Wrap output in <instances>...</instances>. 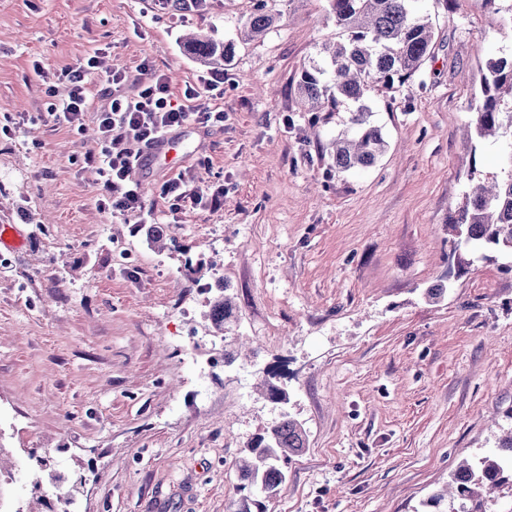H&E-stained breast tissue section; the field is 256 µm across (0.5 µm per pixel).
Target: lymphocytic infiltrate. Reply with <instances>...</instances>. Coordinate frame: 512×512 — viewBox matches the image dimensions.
I'll use <instances>...</instances> for the list:
<instances>
[{
    "mask_svg": "<svg viewBox=\"0 0 512 512\" xmlns=\"http://www.w3.org/2000/svg\"><path fill=\"white\" fill-rule=\"evenodd\" d=\"M97 67L98 60L92 56L78 67L63 70L62 75L71 84L72 92L68 99L51 106L50 114L55 120L72 127L81 126L92 104L88 77ZM172 97L166 75L153 69L137 97L128 98L115 92L100 109L96 136L101 150L87 152L84 162L100 176L97 203L102 210L127 217L145 215L141 187L130 179L131 170L140 164L141 158L129 149V142L148 148L162 136L188 124L204 128L223 126V111L208 106H177ZM190 184L188 173L179 172L161 183L159 197L174 211L220 204V193L208 195L191 189Z\"/></svg>",
    "mask_w": 512,
    "mask_h": 512,
    "instance_id": "1",
    "label": "lymphocytic infiltrate"
}]
</instances>
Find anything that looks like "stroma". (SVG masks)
<instances>
[{
	"mask_svg": "<svg viewBox=\"0 0 512 512\" xmlns=\"http://www.w3.org/2000/svg\"><path fill=\"white\" fill-rule=\"evenodd\" d=\"M276 22L240 29L257 0H0V225L26 245L0 251V444L13 452L0 512L31 497V455L50 449L45 491L79 512H235L247 443L288 410L307 446L269 512H420L458 463L495 450L512 427V257L458 270L448 214L467 171L496 173L501 146L463 137L486 55H512V0H418L435 29L409 83L370 93L387 141L376 166L336 174L326 144L348 110L312 119L295 86L335 36L327 0H266ZM235 41L224 83L202 93L224 124L174 131L179 170L219 206L170 211L173 170L137 174L144 204L177 240L100 210L102 73L143 63L167 74L175 103L205 69L187 33ZM98 56L94 101L76 130L52 121L65 68ZM227 287L234 332L257 358L212 366L210 311ZM443 287L432 300L428 289ZM274 369L281 406L253 386Z\"/></svg>",
	"mask_w": 512,
	"mask_h": 512,
	"instance_id": "obj_1",
	"label": "stroma"
}]
</instances>
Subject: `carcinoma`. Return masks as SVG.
I'll return each instance as SVG.
<instances>
[{"mask_svg":"<svg viewBox=\"0 0 512 512\" xmlns=\"http://www.w3.org/2000/svg\"><path fill=\"white\" fill-rule=\"evenodd\" d=\"M330 14L340 30L336 41H326L319 58L303 67L297 84L303 112H336L351 106L346 128L329 144L336 173L373 167L383 154L386 141L381 129L370 122L366 99L370 92L390 90L411 80L430 57L435 39L428 18L420 15L415 0H329ZM276 17L259 8L244 22L242 36L254 39L274 24ZM203 65L213 69L228 62L235 43L217 44L195 36L186 41ZM476 141L492 139L504 149V176L482 181L472 170L463 202L450 212L448 232L452 236L451 260L464 269L489 253L512 254V57L487 59L481 79V98L475 108ZM224 291L212 305L214 333L224 337V356L236 361V339L226 335L234 318V305ZM260 395L273 403L287 401L276 375L258 380ZM306 443L302 424L288 413L268 426L248 445L250 454L235 462L240 484L237 512H266L265 500L277 495L284 482V467L290 456ZM500 452L462 460L451 474L454 492L435 493L424 508L452 502L451 512H493V495H512V431L499 440Z\"/></svg>","mask_w":512,"mask_h":512,"instance_id":"carcinoma-1","label":"carcinoma"}]
</instances>
